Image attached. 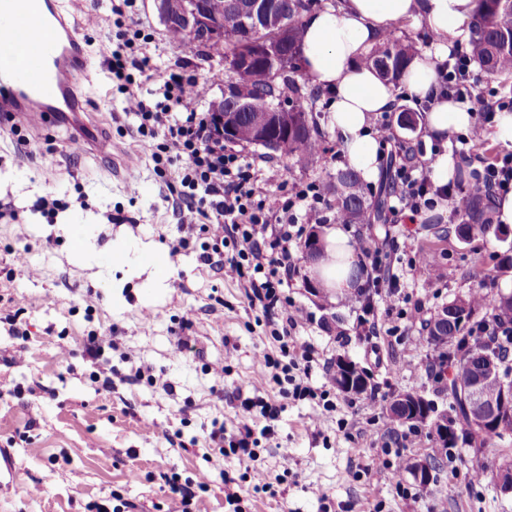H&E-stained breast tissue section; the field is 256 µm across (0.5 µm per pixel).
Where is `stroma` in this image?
<instances>
[{
	"label": "stroma",
	"instance_id": "stroma-1",
	"mask_svg": "<svg viewBox=\"0 0 512 512\" xmlns=\"http://www.w3.org/2000/svg\"><path fill=\"white\" fill-rule=\"evenodd\" d=\"M96 2L89 17L79 0H63L72 18L88 27L96 72L86 88L93 144L72 152L78 131L68 124L0 136V512H95L98 503L124 512H178L167 475L193 479L202 472L209 482L197 494L199 512H225L231 492L240 494L242 512H512V497H501L490 477H472L474 468H493L499 451L454 448L434 482L422 487L396 472V455L426 457L433 431L387 416L390 401L405 391L448 410L429 371L436 354L417 345L421 324L410 313L419 306L423 319L430 318L480 285L491 294L512 293V267L500 262L512 254V235H434L432 225L459 222L444 202L412 223L391 215L383 226L345 225L349 238L368 234L391 245L385 269L399 278L400 301L390 310L376 303L374 315L384 327L377 336L356 335L359 306L348 295L331 299L310 279L299 245L291 244L296 271L284 291L308 316L298 336L320 352L309 383L322 387L323 364L344 354L372 385L358 396L331 390L336 409L322 435L311 436L304 423L318 411L317 401H280L258 361L274 348L276 316L251 308L241 284L202 264L197 237L176 246L186 235L175 179L155 173L109 79L103 52L114 17L109 0ZM135 8L151 35L146 51L155 76L179 66L197 79L200 109L209 111L224 90L223 59L187 52L172 40L153 0H136ZM316 109L327 128L328 97ZM325 140L322 172L261 147L232 150L253 161L259 191L275 200L311 182L325 186L346 167L335 132L327 128ZM132 181L137 191H129ZM47 200L57 201L54 213L44 212ZM11 210L16 219H7ZM119 245L140 265L138 277L107 263ZM19 253L29 272L15 271ZM420 257L445 279L411 276ZM14 326L21 335L11 334ZM179 330L192 350L176 352ZM93 332L116 342L96 362L84 352ZM216 368L223 380L214 379ZM144 370L166 380L171 392L149 385L140 376ZM104 372L112 379L108 391L98 381ZM245 397L282 404L273 436L260 441L259 478L246 474L237 456L200 445L216 422L261 431L265 422L244 410Z\"/></svg>",
	"mask_w": 512,
	"mask_h": 512
}]
</instances>
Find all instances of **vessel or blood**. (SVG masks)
Listing matches in <instances>:
<instances>
[{
	"label": "vessel or blood",
	"mask_w": 512,
	"mask_h": 512,
	"mask_svg": "<svg viewBox=\"0 0 512 512\" xmlns=\"http://www.w3.org/2000/svg\"><path fill=\"white\" fill-rule=\"evenodd\" d=\"M0 40L27 49L21 64L0 68V129L77 119L91 60L59 0H0Z\"/></svg>",
	"instance_id": "1"
}]
</instances>
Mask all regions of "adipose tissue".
Returning a JSON list of instances; mask_svg holds the SVG:
<instances>
[{
    "mask_svg": "<svg viewBox=\"0 0 512 512\" xmlns=\"http://www.w3.org/2000/svg\"><path fill=\"white\" fill-rule=\"evenodd\" d=\"M476 7V0H342L338 10L318 12L308 20L303 41L308 76L332 92L329 125L340 136L349 165L363 179L372 180L377 173L379 145L369 130L370 119L391 109L395 88L359 65L358 57L394 23L425 21L436 36L435 48L410 62L402 83L419 97H432L425 129L431 137L446 140L469 128L473 115L467 106L437 96L435 64L447 57L449 38L462 35ZM323 239V254L309 264L312 277L336 295L351 292L357 286V257L347 234L332 226Z\"/></svg>",
    "mask_w": 512,
    "mask_h": 512,
    "instance_id": "obj_1",
    "label": "adipose tissue"
}]
</instances>
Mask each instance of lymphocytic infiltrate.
Wrapping results in <instances>:
<instances>
[{"mask_svg": "<svg viewBox=\"0 0 512 512\" xmlns=\"http://www.w3.org/2000/svg\"><path fill=\"white\" fill-rule=\"evenodd\" d=\"M111 12L116 17V31L105 51V63L112 79L130 84L135 75L145 74L150 68V59L141 48L145 35L134 0H116ZM469 66V56L455 51L435 66L440 90L480 114V122L468 134L459 136V143L464 145L481 140L496 112L512 108V97L489 100L474 94ZM197 86L194 77L169 73L155 82L149 96L127 92L125 111L135 122L138 141L157 174L163 177L174 173L184 202L180 225L199 228L205 237L200 261L222 272L225 279L245 282L250 306L281 315L283 327L275 336L277 355L260 356L269 382L278 387L284 399L310 394L299 368L313 361L316 348L296 336L305 316L284 296L282 285L294 270L288 249L293 239L292 225L323 220L319 187L312 183L288 196L280 205L283 223L271 224L269 206L266 200L256 198L251 184L252 163L225 153L223 140L212 133L209 113L198 109ZM430 164V158H425L400 165L392 194L393 212L415 217L445 201L452 214L460 217L467 211V197H492L512 191L511 153L485 163L467 192L458 194L434 185ZM229 238L233 239L236 252L228 256L224 242ZM270 433L267 427L261 432L266 436ZM258 435L246 424L231 433L218 426L204 436L202 445L230 448L256 466L261 462L256 449Z\"/></svg>", "mask_w": 512, "mask_h": 512, "instance_id": "obj_1", "label": "lymphocytic infiltrate"}]
</instances>
